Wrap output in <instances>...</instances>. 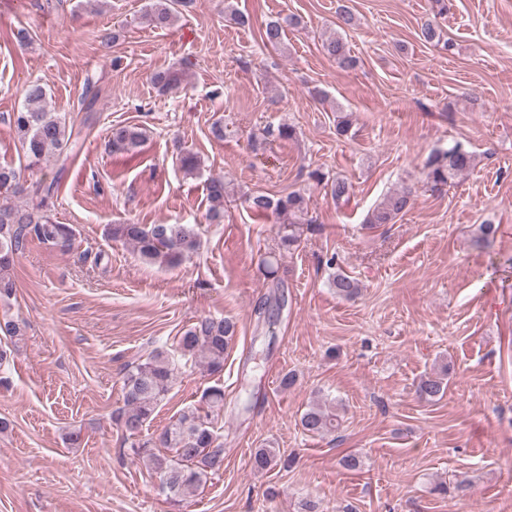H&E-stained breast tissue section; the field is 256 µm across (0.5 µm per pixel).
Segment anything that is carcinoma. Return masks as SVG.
<instances>
[{
    "instance_id": "1",
    "label": "carcinoma",
    "mask_w": 512,
    "mask_h": 512,
    "mask_svg": "<svg viewBox=\"0 0 512 512\" xmlns=\"http://www.w3.org/2000/svg\"><path fill=\"white\" fill-rule=\"evenodd\" d=\"M178 4L186 6L188 2L152 0L143 18L155 28H169L177 20ZM299 24L295 15L279 17L266 24L262 39L265 44L276 47L281 44L286 30ZM419 37L428 44L450 49L449 40L430 21L421 26ZM323 49L343 65L350 67L354 64L346 43L339 36L326 40ZM152 82L159 92L173 94L182 86L183 72L174 68L157 71ZM46 96L43 86L28 84L24 89L22 109L12 113L9 119L10 128L25 151L26 167L30 169L41 166L54 153L61 155L72 151L78 143V135L66 119L47 109ZM144 138L145 133L138 126H117L112 129L111 151L115 154L132 152ZM474 161L473 153L460 142L434 152L426 162L429 190L436 193L450 186L473 167ZM326 187L338 201L350 196L351 185L344 179H333L326 183ZM55 190L53 182L22 183L15 169L0 166V298H9L15 293L16 284L11 274L14 257L22 251L28 238L62 247L70 244L73 228L56 223L48 210V200ZM225 196L224 179L209 178V221L219 224L224 220ZM411 200L412 190L408 187L390 192L367 214L365 223L371 227L393 224L409 209ZM245 202L258 217L274 213L282 219L280 246L289 250L300 242L302 226L312 224L307 219V201L298 192L275 198L256 191L248 194ZM107 236L132 245L145 260L167 265L174 264L198 247L196 233L188 224H110ZM329 284L338 297L346 300L355 298L361 290L359 281L341 270L329 276ZM235 335L233 321L201 317L179 337L176 351L183 357L197 359L210 373L219 372L224 367V353ZM176 370L175 358L158 348L145 361L128 367L123 377L125 407L118 412L117 420L125 432L130 455L152 465L159 474L162 493L167 499L179 502L210 476L224 469V444L215 423L224 413V389L216 386L206 389L198 403L184 408L176 420L165 427L159 436V444L162 448L172 449L174 455H161L151 449V440L141 438V434L170 391ZM446 389L447 382L442 373L425 376L417 386L420 398L428 402L442 398ZM301 426L311 435L332 434L339 428V420L332 410L316 403L303 413ZM251 464L255 470L265 471L278 465L286 466L288 460L282 458L280 449L267 442L254 451Z\"/></svg>"
}]
</instances>
